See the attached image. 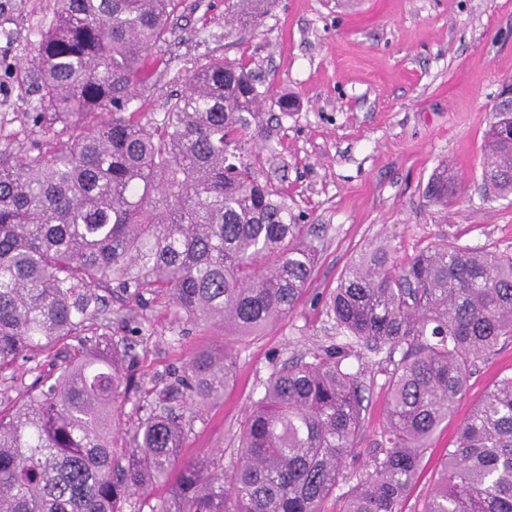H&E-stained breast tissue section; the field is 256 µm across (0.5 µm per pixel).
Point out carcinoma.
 <instances>
[{
  "mask_svg": "<svg viewBox=\"0 0 512 512\" xmlns=\"http://www.w3.org/2000/svg\"><path fill=\"white\" fill-rule=\"evenodd\" d=\"M173 0H53L35 70L46 149L0 154V380L74 337L85 351L0 409V512H324L362 437L363 384L352 348L393 354L386 424L339 512H402L433 435L475 362L512 342V255L449 243L395 267L386 249L343 273L327 314L343 342L273 372L224 468L184 459V408L224 397L227 352L191 357L154 389L133 446L116 451L122 407L109 294H165L181 319L224 335L283 317L311 279L318 247L298 238L279 192L241 160L264 134L269 89L243 63L200 62L159 121L134 105L149 52L171 33ZM268 0H236L254 29ZM492 107L482 181L512 194V114ZM107 112L109 118L100 114ZM455 188L448 165L428 197ZM179 480L155 502L137 490ZM423 512H512V375L486 393L448 449Z\"/></svg>",
  "mask_w": 512,
  "mask_h": 512,
  "instance_id": "1",
  "label": "carcinoma"
}]
</instances>
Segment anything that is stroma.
I'll use <instances>...</instances> for the list:
<instances>
[{
    "mask_svg": "<svg viewBox=\"0 0 512 512\" xmlns=\"http://www.w3.org/2000/svg\"><path fill=\"white\" fill-rule=\"evenodd\" d=\"M53 0H0V151H28L44 132L28 124L41 93L32 68ZM226 0H175L173 28L146 73L145 118L161 119L170 93L196 62L223 58L266 77L272 97L296 108L249 146L248 161L283 193L318 261L294 311L261 332L225 337L192 326L171 302L113 301L111 337L130 345L129 383L114 445L125 448L147 393L197 351L227 348L234 378L223 400L191 418L184 456L231 468L238 439L269 376L285 363L334 344L325 302L350 262L387 247L395 266L447 242L512 255V196L485 194L482 146L491 109L512 83V0H275L256 29L233 30ZM459 183L445 204L426 198L439 164ZM366 385L363 438L348 457L363 468L385 426L384 355L350 357ZM512 374V343L472 370L466 394L428 449L403 512H422L442 455L460 424L499 378Z\"/></svg>",
    "mask_w": 512,
    "mask_h": 512,
    "instance_id": "1",
    "label": "stroma"
}]
</instances>
